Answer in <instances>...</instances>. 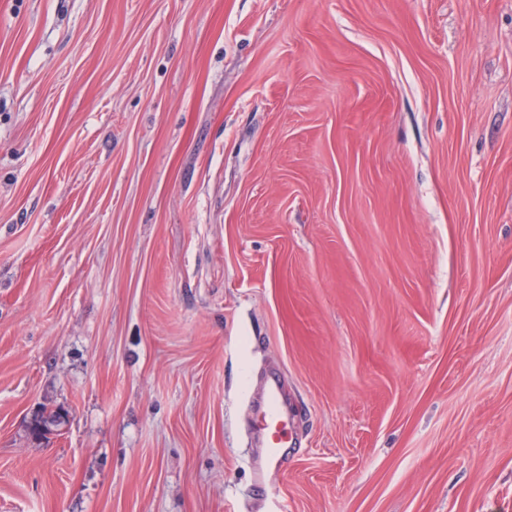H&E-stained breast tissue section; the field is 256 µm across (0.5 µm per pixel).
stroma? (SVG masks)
Returning <instances> with one entry per match:
<instances>
[{
  "mask_svg": "<svg viewBox=\"0 0 512 512\" xmlns=\"http://www.w3.org/2000/svg\"><path fill=\"white\" fill-rule=\"evenodd\" d=\"M273 501L512 512V0H0V512ZM281 386L275 376L268 377L262 387L257 405L258 431L263 456L254 463L257 484H265L272 471L288 465V448H293V437L288 412L279 406Z\"/></svg>",
  "mask_w": 512,
  "mask_h": 512,
  "instance_id": "stroma-1",
  "label": "stroma"
}]
</instances>
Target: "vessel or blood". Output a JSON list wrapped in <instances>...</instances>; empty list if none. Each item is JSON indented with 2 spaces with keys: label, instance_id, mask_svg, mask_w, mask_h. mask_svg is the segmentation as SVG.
Segmentation results:
<instances>
[{
  "label": "vessel or blood",
  "instance_id": "obj_1",
  "mask_svg": "<svg viewBox=\"0 0 512 512\" xmlns=\"http://www.w3.org/2000/svg\"><path fill=\"white\" fill-rule=\"evenodd\" d=\"M281 386L276 377H268L262 387L257 405L258 431L263 455L254 464L257 483H264L271 472L288 464V450L293 445L288 414L279 406Z\"/></svg>",
  "mask_w": 512,
  "mask_h": 512
}]
</instances>
